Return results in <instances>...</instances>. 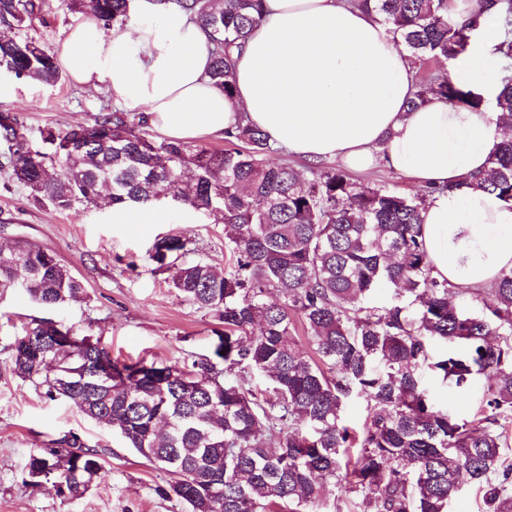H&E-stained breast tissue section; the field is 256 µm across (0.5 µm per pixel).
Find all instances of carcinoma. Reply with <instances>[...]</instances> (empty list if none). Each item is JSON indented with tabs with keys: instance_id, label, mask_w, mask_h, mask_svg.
Segmentation results:
<instances>
[{
	"instance_id": "obj_1",
	"label": "carcinoma",
	"mask_w": 512,
	"mask_h": 512,
	"mask_svg": "<svg viewBox=\"0 0 512 512\" xmlns=\"http://www.w3.org/2000/svg\"><path fill=\"white\" fill-rule=\"evenodd\" d=\"M208 34L213 85L234 95L233 54L264 15V0H174ZM415 68L413 112L434 98L477 112L490 105L512 127V0H466L468 21L447 0H375ZM109 27L125 24L129 0H68ZM496 11L507 75L493 102L433 67L462 54L480 18ZM46 0H0V27L46 23ZM0 68L56 84L54 53L33 37L0 38ZM1 168L38 203L64 212L110 188L118 209L170 199L224 225L233 257L223 272L185 262L192 239L158 238L149 253L173 288L213 310L214 356L178 362H122L90 329L52 320L10 344L13 370L105 424L172 479L157 493L184 512H320L330 484L360 497V512H448L462 485L482 494L484 512H512V269L485 291L433 274L422 240L424 193L358 186L319 163L308 186L296 169L267 159L268 136L251 124L224 130V149L156 140L144 116L115 110L93 122L43 133L31 147L18 116L0 110ZM468 185L512 206V138L493 149ZM21 286L49 308L78 297L80 281L34 244L0 250V290ZM384 286L395 297L378 306ZM466 294L464 310L450 301ZM307 331L297 336L296 324ZM447 348L439 356L434 345ZM455 392L484 380L469 419L435 406L423 373ZM254 375L268 382L250 385ZM366 402L360 430L346 424L347 401ZM104 468V453L65 435L30 452L32 485L82 498Z\"/></svg>"
}]
</instances>
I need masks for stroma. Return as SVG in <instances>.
Segmentation results:
<instances>
[{
  "mask_svg": "<svg viewBox=\"0 0 512 512\" xmlns=\"http://www.w3.org/2000/svg\"><path fill=\"white\" fill-rule=\"evenodd\" d=\"M0 110L18 114L32 146L46 129H66L113 111L106 88L83 89L70 77L56 85L15 80ZM106 200L58 212L35 204L28 190L0 169V247L29 241L53 252L84 286L79 298L58 309L42 307L21 289L0 292V512H181L161 498L168 474L150 463L110 428L99 425L64 400L45 398L42 388L17 376L8 346L24 327L51 319L92 328L121 360L192 363L213 354L215 314L186 301L168 274L155 271L148 251L156 238L184 232L193 240L192 259L217 269L228 264L224 227L213 220L168 208L162 224H116ZM67 433L106 452L104 470L83 498L60 496L52 484L30 485L25 465L32 449Z\"/></svg>",
  "mask_w": 512,
  "mask_h": 512,
  "instance_id": "stroma-1",
  "label": "stroma"
}]
</instances>
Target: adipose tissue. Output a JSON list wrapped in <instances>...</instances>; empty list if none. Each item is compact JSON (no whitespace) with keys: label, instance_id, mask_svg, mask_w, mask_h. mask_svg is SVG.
Segmentation results:
<instances>
[{"label":"adipose tissue","instance_id":"obj_1","mask_svg":"<svg viewBox=\"0 0 512 512\" xmlns=\"http://www.w3.org/2000/svg\"><path fill=\"white\" fill-rule=\"evenodd\" d=\"M129 17L70 28L56 49L61 69L105 85L116 105L143 110L171 140L220 136L243 121L311 162L407 173L433 190L422 234L438 279L478 291L512 269V209L466 183L504 137L495 113L437 98L407 111L414 71L376 12L348 0H265L263 22L234 56L231 99L211 85L209 37L182 8L129 0ZM502 40L497 19H481L452 64L459 85L497 95Z\"/></svg>","mask_w":512,"mask_h":512}]
</instances>
